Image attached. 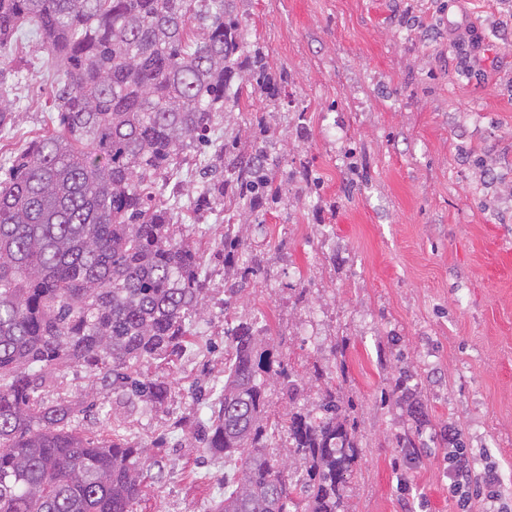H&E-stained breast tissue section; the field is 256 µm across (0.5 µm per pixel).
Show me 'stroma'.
<instances>
[{
    "instance_id": "stroma-1",
    "label": "stroma",
    "mask_w": 512,
    "mask_h": 512,
    "mask_svg": "<svg viewBox=\"0 0 512 512\" xmlns=\"http://www.w3.org/2000/svg\"><path fill=\"white\" fill-rule=\"evenodd\" d=\"M240 11L271 67L291 75L277 120L283 163L321 189L244 226L267 274L237 314L264 316L287 370L321 367L299 405L330 382L353 404L347 512H458L447 444L396 443L415 428L394 390L403 368L427 432L461 429L470 464L497 469L512 512V0H242ZM0 60L14 70L0 97L15 115L0 131L2 180L57 113L54 66L33 30ZM182 217L209 302L181 358L143 366L171 380L167 402L124 403L73 364L41 390L72 401L84 436L117 431L150 448L158 464L137 512H210L235 470L193 436L224 387V223Z\"/></svg>"
}]
</instances>
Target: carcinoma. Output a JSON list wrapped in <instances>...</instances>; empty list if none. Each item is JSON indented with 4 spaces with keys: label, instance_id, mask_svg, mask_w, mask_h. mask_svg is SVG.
I'll list each match as a JSON object with an SVG mask.
<instances>
[{
    "label": "carcinoma",
    "instance_id": "carcinoma-1",
    "mask_svg": "<svg viewBox=\"0 0 512 512\" xmlns=\"http://www.w3.org/2000/svg\"><path fill=\"white\" fill-rule=\"evenodd\" d=\"M239 2L0 0V47L34 29L56 67L58 113V129L29 142L0 182V512H134L148 449L116 433L85 439L70 401L35 393L69 363L131 403L160 407L171 394L141 367L192 343L208 292L180 229L183 164L203 156L194 210L237 209L224 218L226 313L265 271L260 254L240 262L235 221L262 224L289 187H319L281 164L271 118L290 75L248 40ZM247 88L263 105L250 141L226 130L205 152ZM224 337V389L199 441L238 469L214 512H346L359 452L340 390L288 412L284 460L270 452L267 388L292 400L304 378L254 319Z\"/></svg>",
    "mask_w": 512,
    "mask_h": 512
}]
</instances>
